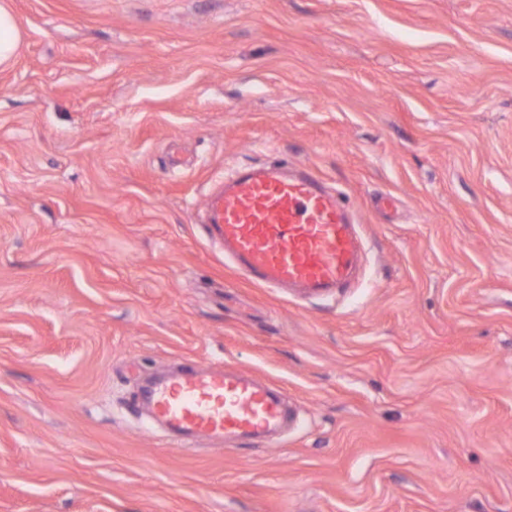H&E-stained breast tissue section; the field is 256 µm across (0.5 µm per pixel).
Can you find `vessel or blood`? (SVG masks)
<instances>
[{"mask_svg": "<svg viewBox=\"0 0 512 512\" xmlns=\"http://www.w3.org/2000/svg\"><path fill=\"white\" fill-rule=\"evenodd\" d=\"M205 223L238 273L307 297L348 283L362 246L337 195L306 170L268 164L225 179L205 203ZM154 417L184 437L219 442L278 434L285 411L278 393L233 370L187 369L148 388Z\"/></svg>", "mask_w": 512, "mask_h": 512, "instance_id": "b4317fda", "label": "vessel or blood"}]
</instances>
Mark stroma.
Returning a JSON list of instances; mask_svg holds the SVG:
<instances>
[{
	"mask_svg": "<svg viewBox=\"0 0 512 512\" xmlns=\"http://www.w3.org/2000/svg\"><path fill=\"white\" fill-rule=\"evenodd\" d=\"M0 512H512V0H5ZM309 168L364 243L326 298L203 223ZM284 389L274 440L172 437L141 386ZM21 42L17 19L5 5L0 4V66H9Z\"/></svg>",
	"mask_w": 512,
	"mask_h": 512,
	"instance_id": "obj_1",
	"label": "stroma"
}]
</instances>
